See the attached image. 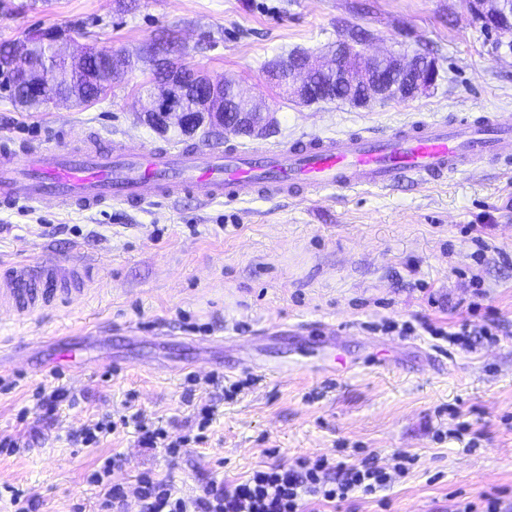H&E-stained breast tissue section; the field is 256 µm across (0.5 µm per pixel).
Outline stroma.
I'll return each mask as SVG.
<instances>
[{
    "label": "stroma",
    "instance_id": "stroma-1",
    "mask_svg": "<svg viewBox=\"0 0 512 512\" xmlns=\"http://www.w3.org/2000/svg\"><path fill=\"white\" fill-rule=\"evenodd\" d=\"M9 2L0 43L58 28L136 53L167 35L185 61L269 108L266 137H195L206 149L259 151L457 112L512 120V51L493 49L465 0H136L126 13L116 0ZM353 29L368 32L372 52L431 53L437 83L410 100L357 107L304 103L267 79L272 60L328 53ZM149 72L139 63L95 103L27 112L0 97V139L51 145L63 127L178 146L177 133L159 135L137 118L136 91ZM481 229L489 250L479 263ZM78 253L91 263L81 298L29 321L0 314V436L19 444L0 451V512H15L12 486L34 494L38 512H98L99 489L87 476L115 452L126 458L112 475L128 493L126 512H137L134 491L147 471L192 496L210 481L301 457L373 454L390 469L402 452L416 458L408 478L322 512H451L456 497L489 493L512 512V165L312 199L0 209V263ZM475 274L504 322L497 343L462 351L425 333L382 330L417 316L455 322ZM219 337L223 347H209ZM65 345L77 348L76 362L54 365ZM332 353L343 365L316 373ZM278 365L286 378L269 375ZM42 384L69 394L48 418L35 406ZM130 402L174 437L195 430L197 405L216 414L204 441L175 459L143 453L131 427L90 447L73 442ZM455 410L478 433L474 449L437 436Z\"/></svg>",
    "mask_w": 512,
    "mask_h": 512
}]
</instances>
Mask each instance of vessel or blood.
Here are the masks:
<instances>
[{
	"label": "vessel or blood",
	"instance_id": "1",
	"mask_svg": "<svg viewBox=\"0 0 512 512\" xmlns=\"http://www.w3.org/2000/svg\"><path fill=\"white\" fill-rule=\"evenodd\" d=\"M512 160V121L496 115L420 119L388 133L306 137L249 153L229 147L131 149L84 135L58 148L0 141V205L49 202L61 211L132 206L184 194L202 201L306 197L437 181L488 160ZM79 262H20L0 269V310L25 317L82 293Z\"/></svg>",
	"mask_w": 512,
	"mask_h": 512
}]
</instances>
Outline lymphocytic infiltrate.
I'll list each match as a JSON object with an SVG mask.
<instances>
[{"label":"lymphocytic infiltrate","mask_w":512,"mask_h":512,"mask_svg":"<svg viewBox=\"0 0 512 512\" xmlns=\"http://www.w3.org/2000/svg\"><path fill=\"white\" fill-rule=\"evenodd\" d=\"M479 307V302H470L467 317L449 328L428 323L424 329L429 336L463 349L473 348L478 341L495 342L501 332L498 322L490 321L477 327L469 320L470 314ZM119 424L134 426L145 448H160L173 457L189 442L185 436L171 438L167 429L150 424L133 410L117 422L108 416L93 421L77 440L87 446L95 444ZM413 465V456L405 452L398 454L391 473L370 457L355 464H334L324 457H303L288 466L273 465L255 470L241 482H211L194 498L179 496L170 480L144 472L138 478L136 494L140 512H315L318 507L343 502L357 494L375 495L390 487L394 478H406Z\"/></svg>","instance_id":"f902f5d3"}]
</instances>
